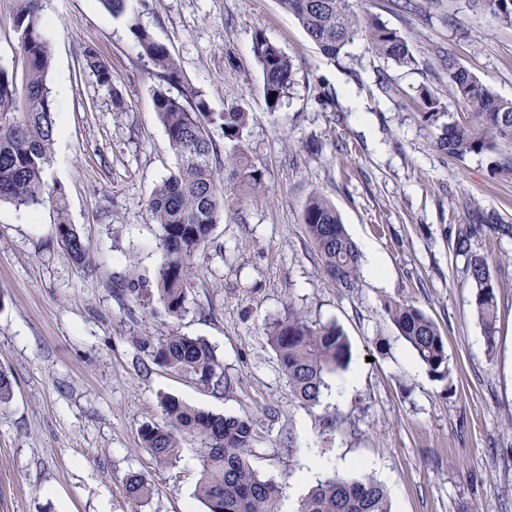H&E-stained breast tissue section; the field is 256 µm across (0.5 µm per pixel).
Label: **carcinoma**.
I'll return each instance as SVG.
<instances>
[{"mask_svg":"<svg viewBox=\"0 0 512 512\" xmlns=\"http://www.w3.org/2000/svg\"><path fill=\"white\" fill-rule=\"evenodd\" d=\"M475 7L512 27V0H472ZM311 41L331 59L344 54L358 36L367 39L372 51L398 66L415 64L407 37L366 12L355 11L349 0H280ZM41 0H18L16 31L22 59V78L0 66V202L33 207L54 204L56 235L78 264L90 262L89 253L74 225L69 223L61 190L49 189L44 181L52 160L57 130L55 103L47 86L51 52L41 31ZM132 33L159 80L153 92L154 112L162 124L176 168L162 180L148 200L147 210L160 233L157 249L161 258L150 281L133 280L124 292L141 302L156 300L166 315L178 318L186 310L191 288L192 261L211 239L217 215L224 206V186L219 179L230 168L239 183L257 188L262 172L242 150L249 113L239 107L223 113L208 110L198 92L187 88L174 96L165 86L180 83L177 63L163 43L138 25ZM253 51L263 78L265 99L276 111L293 83L294 65L276 45L258 34ZM84 64L100 85L112 87V72L95 49L84 50ZM448 75V90L462 105L459 118L443 128L440 145L448 155L463 159L470 153L512 151V100L499 97L453 56L441 57ZM419 111L426 120L440 114V99L423 87ZM218 127L231 150L221 153L212 127ZM303 224L324 267L336 285L347 291L361 286L362 256L334 205L317 192L303 205ZM488 228L502 237H512V224H461L456 246L469 252V243ZM467 271L473 282L472 308L488 346L495 343L496 288L488 260L474 255ZM384 309L400 336L437 381L451 376L445 341L435 322L407 301H387ZM268 339L294 395L304 407L318 403L326 378L345 369L350 347L334 322L313 325L294 306L266 324ZM140 348L153 362L175 373L191 376L201 386L221 393L231 385L224 368L205 340L171 334L139 340ZM163 421L140 430L141 447L161 467L177 459L181 441L189 438L199 447L200 477L196 495L208 512H279L280 487L261 476L251 465L255 424L248 418L203 411L175 397L160 399ZM127 496L147 499L153 486L146 476L126 477ZM298 512H392L385 488L369 476L352 478L332 471L318 481L301 500Z\"/></svg>","mask_w":512,"mask_h":512,"instance_id":"obj_1","label":"carcinoma"}]
</instances>
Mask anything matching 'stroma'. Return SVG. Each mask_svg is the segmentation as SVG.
Returning <instances> with one entry per match:
<instances>
[{
	"mask_svg": "<svg viewBox=\"0 0 512 512\" xmlns=\"http://www.w3.org/2000/svg\"><path fill=\"white\" fill-rule=\"evenodd\" d=\"M362 6L408 37L415 67L376 57L362 36L328 59L279 0H126L119 17L99 0H42L58 124L45 179L63 189L91 262L76 264L60 244L52 203H0V369L13 384L0 406V512H206L195 497L196 442L183 441L166 468L140 446L141 428L162 419L163 395L252 419L250 461L278 482L281 512H297L309 487L296 479L312 459L373 476L393 512H512V238L489 230L512 224V172L496 171L486 153L459 160L441 150L443 126L462 106L434 57L454 56L512 100V28L469 0ZM16 9L0 0V66L19 72ZM135 24L169 48L210 111L249 112L244 149L262 172L261 189L246 194L223 170L224 207L178 318L117 293L152 278L160 261L147 202L177 163ZM259 34L294 63L274 112L253 53ZM88 47L111 87L84 67ZM424 86L440 99L438 121L415 110ZM314 191L383 267L377 276L362 264L358 290L336 287L306 234L302 209ZM461 224L484 227L466 255L455 246ZM471 254L487 258L498 285L491 345L472 312ZM403 299L442 332L451 383L433 379L388 319L385 302ZM291 305L311 323L336 322L351 348L347 369L310 408L295 400L265 331ZM171 333L211 344L232 388L212 393L135 344ZM333 415L336 432L322 442ZM137 472L153 484L140 502L125 492Z\"/></svg>",
	"mask_w": 512,
	"mask_h": 512,
	"instance_id": "35a3bbf8",
	"label": "stroma"
}]
</instances>
